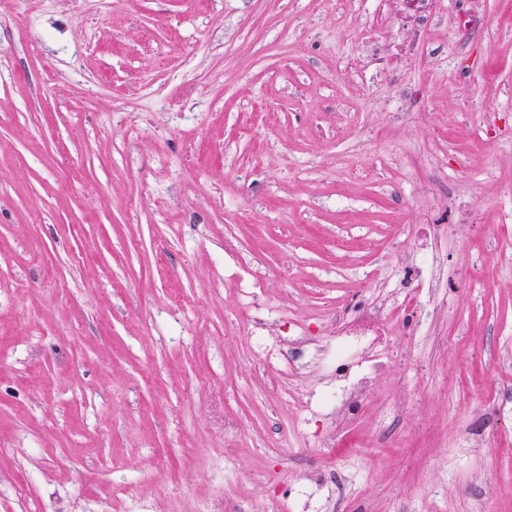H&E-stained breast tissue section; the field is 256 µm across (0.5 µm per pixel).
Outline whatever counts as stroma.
<instances>
[{
	"label": "stroma",
	"instance_id": "obj_1",
	"mask_svg": "<svg viewBox=\"0 0 512 512\" xmlns=\"http://www.w3.org/2000/svg\"><path fill=\"white\" fill-rule=\"evenodd\" d=\"M439 7L0 0V512H512V0ZM429 1L432 0H404V10L409 14V18H412L409 26L404 25V30L412 33L414 43H419L424 36V32L418 25L417 20L432 15L430 4L426 3ZM385 317L374 312L366 317L355 320L343 337L339 350L344 351L356 345L367 344L365 351L371 350L377 345L382 336L380 332L384 325ZM343 353L337 355L336 376L340 385L332 400L336 401V429L343 430L364 405L370 376L367 370L352 372Z\"/></svg>",
	"mask_w": 512,
	"mask_h": 512
}]
</instances>
